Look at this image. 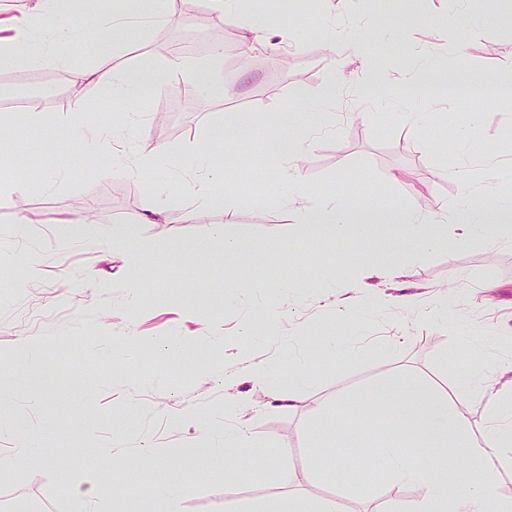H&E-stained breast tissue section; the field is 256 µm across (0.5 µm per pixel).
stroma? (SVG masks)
I'll use <instances>...</instances> for the list:
<instances>
[{"label":"stroma","mask_w":512,"mask_h":512,"mask_svg":"<svg viewBox=\"0 0 512 512\" xmlns=\"http://www.w3.org/2000/svg\"><path fill=\"white\" fill-rule=\"evenodd\" d=\"M262 2L273 24L288 35L282 54L252 48L260 65L238 61L242 45L234 17L211 11L205 0H181L176 23H145L139 38L117 49L112 64L153 68L181 56L187 65L222 52L223 81L198 90L185 74L166 75L167 92L141 104L138 122L126 106L103 98L94 85L76 95L59 81L66 65L0 64V150L26 166L0 173V384L11 397L0 405V457L15 459L0 470V512H156L138 470L147 451L167 454L179 466L183 493L175 512H276L296 498L307 505L332 498L341 512H378L383 499L410 501L420 488L390 486L386 498L367 496L316 480L312 453L325 463L348 457L364 488L383 445V429L363 421L356 435L308 434L307 404L335 402L393 376L427 382L457 397L473 428L488 406L462 378L471 357L486 376L512 362V247L459 243L448 236L409 268L406 280L370 278L375 292L411 291L414 306L356 301L336 319L324 296L331 271L362 261L359 250L324 242L287 241L292 214L273 201L280 192L278 163L269 147L273 125L316 129L298 159L311 194L344 192L382 207H413L418 191L440 207L472 195L488 209L512 198V0H246ZM378 37L373 71L391 68L392 83L376 89L370 73L336 97H324L333 79L330 62L350 50L348 37ZM466 44L457 52V44ZM469 77L454 93L428 81L439 68ZM40 100L54 135L30 123L23 103ZM397 112H425L419 127L394 122ZM83 114L122 129L128 148L141 140L185 153V170L157 167L145 173L113 172L108 152L77 144L68 116ZM250 123L238 132V160L226 159L219 190L237 203L233 233L239 263L252 276H277L264 293L238 287L232 267L205 262L174 247V240H202L220 222L218 212L196 211L187 224H139L152 256L131 276L125 251H102L99 236L113 225L139 223L146 200L165 192L172 212L188 203L187 170L207 147L226 152L214 133L239 114ZM481 172L468 189L454 169ZM398 181L391 182L387 173ZM94 217V235L61 248L57 240L75 203ZM279 239V252L265 249ZM37 275H29V261ZM449 282L447 317L425 318L429 286ZM166 336L183 339L178 355L160 348ZM335 337V357L313 339ZM271 363L275 381L243 380L247 359ZM311 378L299 387L292 361ZM248 392L252 408L240 421L258 456L279 458L283 469L263 473L239 463L236 452L213 453L209 434L172 423L191 408L217 428L224 425L225 395ZM298 392L292 412L266 408L271 395ZM131 467L133 491L119 495L102 483L93 502L71 486L95 475L102 459Z\"/></svg>","instance_id":"1"}]
</instances>
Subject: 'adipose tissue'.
Here are the masks:
<instances>
[{"label":"adipose tissue","instance_id":"ef3b65f1","mask_svg":"<svg viewBox=\"0 0 512 512\" xmlns=\"http://www.w3.org/2000/svg\"><path fill=\"white\" fill-rule=\"evenodd\" d=\"M208 2L214 11L233 16L250 42L273 52L284 47L282 33L246 12L242 0ZM171 4L172 0H139L134 7L126 0H113L110 8L97 11V28L108 48L113 49L133 38L136 20L172 21ZM56 13V0H34L14 36L0 38V62L67 63L72 87L95 84L104 98L131 107L165 88L164 71L184 68L177 58L169 59L161 72L69 65L70 48L78 36V27L56 23ZM72 134L80 144L107 149L114 166L125 170H146L162 161L177 173L184 165L181 152L147 140L135 152H128L121 134L86 119L74 125ZM307 145V135L295 128L277 131L271 139V146L283 164L279 203L284 210L292 212L295 235L312 242L336 241L364 249L359 268L345 275L327 298L337 316H344L349 310L363 276L388 279L404 276L415 258L433 249L447 235H454L463 243L480 239L512 247V211L503 210L498 222L490 224L482 206L467 197L438 210L423 202L397 212L371 209L349 197L338 201L312 198L303 189L304 175L296 164ZM197 168V176L187 184L188 191L198 208L218 211L224 221L215 225L192 251L214 262L234 260L239 255L240 241L228 233L226 226L234 221L235 206L215 189L224 177V160L206 151L198 157ZM390 224L400 228L395 240L400 256L390 266L383 267L377 261V243ZM466 375L489 406L487 423L477 434L470 433L465 415L447 392L427 387L410 390L394 378L351 394L337 401L332 409L322 402L311 404L308 413L322 430L338 426L348 429L362 417L387 429L390 438L381 450L380 461L390 482L411 481L421 486L419 496L396 512H512V498L499 496L496 478L497 463L512 461V362L503 365L493 378L484 377L472 365L467 367ZM406 444L433 449L441 454L443 462L460 463L464 481L449 482L444 470L428 469L417 459L401 455L399 449Z\"/></svg>","mask_w":512,"mask_h":512}]
</instances>
